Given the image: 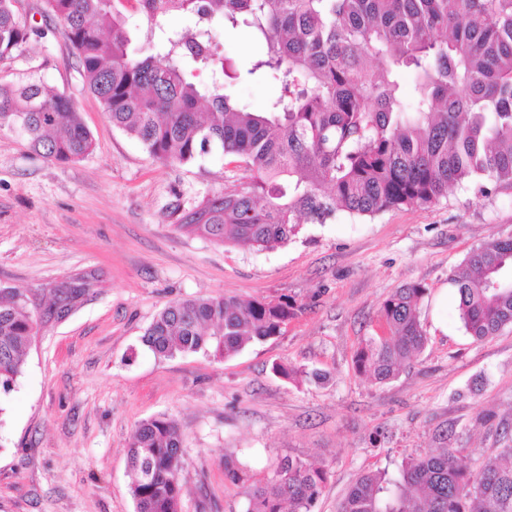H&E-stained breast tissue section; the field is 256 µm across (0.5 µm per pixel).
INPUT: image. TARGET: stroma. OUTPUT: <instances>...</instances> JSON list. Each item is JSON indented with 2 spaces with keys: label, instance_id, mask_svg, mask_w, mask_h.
Instances as JSON below:
<instances>
[{
  "label": "stroma",
  "instance_id": "1",
  "mask_svg": "<svg viewBox=\"0 0 512 512\" xmlns=\"http://www.w3.org/2000/svg\"><path fill=\"white\" fill-rule=\"evenodd\" d=\"M18 9L37 35L0 62V80L34 75L70 96L94 147L52 161L0 128V286L26 292L85 268L99 282L73 315L39 332L0 402V512H134L127 446L160 413L182 435L181 512H245L228 465L249 484L284 456L325 465L317 512H338L362 470H396L404 454L438 447L442 431L472 468L512 445V328L468 336L448 282L477 246L512 235V188L480 197L455 186L436 204L371 219L341 213L270 251L214 242L177 228L173 210L223 192L239 170L211 156L153 159L85 89L42 0ZM412 283L426 289V346L376 384L356 374L354 356L380 334L381 302ZM222 294L286 303L293 315L281 335L226 360L159 358L143 345L166 304ZM276 363L304 375L284 379Z\"/></svg>",
  "mask_w": 512,
  "mask_h": 512
}]
</instances>
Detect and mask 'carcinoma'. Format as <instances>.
<instances>
[{
  "label": "carcinoma",
  "mask_w": 512,
  "mask_h": 512,
  "mask_svg": "<svg viewBox=\"0 0 512 512\" xmlns=\"http://www.w3.org/2000/svg\"><path fill=\"white\" fill-rule=\"evenodd\" d=\"M124 2L44 0L112 126L165 164L216 155L247 172L178 214L182 229L272 250L338 212L374 217L431 205L454 185L471 183L482 196L512 186V0H134V18L119 9ZM171 16L189 26L166 28ZM221 25L244 27L261 45L247 70L216 51ZM143 26L144 52L133 48ZM34 34L15 0H0V61ZM192 64L212 73L210 85L191 79ZM244 72L279 84L265 111L226 92ZM2 126L59 162L93 146L71 97L35 77L0 81ZM465 264L448 283L466 333L482 341L512 328V236L485 242ZM97 282L85 271L27 294L0 288V395L14 389L39 330L73 314ZM425 291L408 284L382 303L387 335L357 351L359 373L386 383L424 349ZM289 315L288 304L259 299H180L142 341L159 357L230 358L279 335ZM126 461L135 512H180L182 439L172 418L141 421ZM326 480L325 468L285 456L264 482L243 488L245 512H316ZM340 512H512V463L495 457L472 470L445 436L441 448L406 455L395 474L360 472Z\"/></svg>",
  "instance_id": "cac0c4a2"
}]
</instances>
